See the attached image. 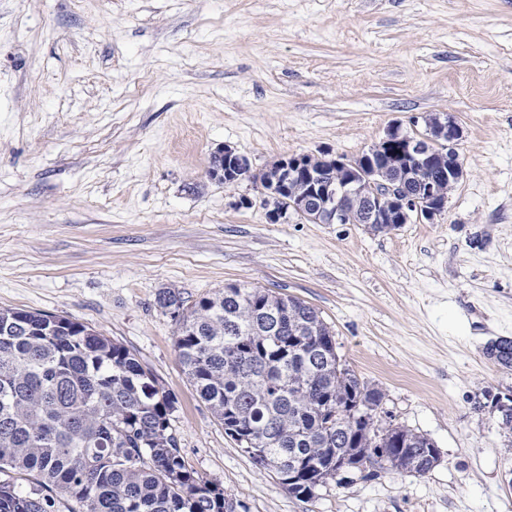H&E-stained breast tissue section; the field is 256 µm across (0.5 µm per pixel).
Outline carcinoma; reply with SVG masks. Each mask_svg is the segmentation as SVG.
Listing matches in <instances>:
<instances>
[{
	"label": "carcinoma",
	"mask_w": 512,
	"mask_h": 512,
	"mask_svg": "<svg viewBox=\"0 0 512 512\" xmlns=\"http://www.w3.org/2000/svg\"><path fill=\"white\" fill-rule=\"evenodd\" d=\"M176 349L199 398L241 449L296 498L336 466L423 476L440 452L399 425L356 420L383 393L336 351L318 310L227 284L185 303ZM174 398L125 345L68 317L0 308V512H240L188 469L170 428Z\"/></svg>",
	"instance_id": "obj_1"
}]
</instances>
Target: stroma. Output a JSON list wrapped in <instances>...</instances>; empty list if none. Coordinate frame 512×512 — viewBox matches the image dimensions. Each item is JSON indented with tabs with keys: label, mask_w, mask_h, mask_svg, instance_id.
Returning a JSON list of instances; mask_svg holds the SVG:
<instances>
[{
	"label": "stroma",
	"mask_w": 512,
	"mask_h": 512,
	"mask_svg": "<svg viewBox=\"0 0 512 512\" xmlns=\"http://www.w3.org/2000/svg\"><path fill=\"white\" fill-rule=\"evenodd\" d=\"M432 114L464 175L431 224H272L260 188L207 173L226 145L256 170L352 161ZM228 284L315 307L380 423L439 464L289 494L198 398L155 301ZM0 308L134 352L188 468L247 512H512V437L474 408L512 391L486 354L512 337V0H0Z\"/></svg>",
	"instance_id": "obj_1"
}]
</instances>
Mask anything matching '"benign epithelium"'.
<instances>
[{"instance_id":"benign-epithelium-1","label":"benign epithelium","mask_w":512,"mask_h":512,"mask_svg":"<svg viewBox=\"0 0 512 512\" xmlns=\"http://www.w3.org/2000/svg\"><path fill=\"white\" fill-rule=\"evenodd\" d=\"M462 136L460 126L448 119L436 142L429 135L403 140L391 129L371 147L363 168L345 181L336 180V171L351 162L310 154L291 155L255 173L247 159L230 148H221L211 157L208 175L226 184L251 180L267 196L291 195V185L308 177L310 201L325 212L327 223L348 224L358 212L360 224L434 223L447 206L448 195L462 175L456 150ZM407 164L417 183L412 191L387 169Z\"/></svg>"}]
</instances>
